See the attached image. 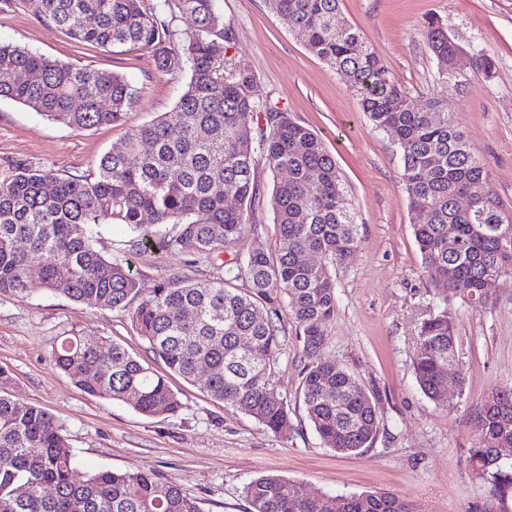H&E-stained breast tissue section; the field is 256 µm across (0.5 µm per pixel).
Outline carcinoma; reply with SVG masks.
Wrapping results in <instances>:
<instances>
[{"instance_id":"obj_1","label":"carcinoma","mask_w":512,"mask_h":512,"mask_svg":"<svg viewBox=\"0 0 512 512\" xmlns=\"http://www.w3.org/2000/svg\"><path fill=\"white\" fill-rule=\"evenodd\" d=\"M41 21L103 48L146 50L158 70L186 71L173 111L134 129L103 154L90 175L59 176L19 165L0 180V295L24 298L32 276L48 290L90 309L125 310L140 294L122 256L95 248L104 224H121L133 245L221 263L207 282L173 277L131 312L154 359L199 384L212 398L277 437L293 430L288 395L274 382L287 306L306 359L296 399L324 447L350 456L369 448L380 429L378 393L324 354L326 324L338 305L336 271L360 241L356 208L336 160L322 139L286 112L259 101L255 74L244 62L227 69L228 33L219 0H26ZM270 9L306 37L310 53L358 97L374 128L390 134L413 212L430 219L413 235L434 289L435 307L420 326L413 373L434 404L448 408L444 366L459 356L457 305H484L488 283L512 275V214L491 185L482 158L441 98L414 104L385 59L340 12V0H268ZM189 17L181 37L175 21ZM438 61V82L462 86L450 65L455 44L442 24L424 26ZM471 67L489 76L495 61L476 48ZM21 103L76 130L120 125L138 91L118 73L64 64L0 42V99ZM261 112L262 126L249 117ZM275 173L270 197L276 249L237 251L258 233L249 212L260 201L255 166ZM474 189L471 207L456 199ZM241 198L239 208L226 196ZM150 216L152 223L143 222ZM453 231H448V228ZM320 256L316 264L305 256ZM247 284L236 287V282ZM54 365L86 394L117 400L147 415H174L181 403L164 376L122 345L76 332L52 350ZM208 368L199 380L200 367ZM468 449L472 478L500 500L512 495V462L487 467L497 448H512V386L491 392L478 410ZM54 494H46L47 488ZM249 512H411L402 498L363 491L311 497L299 482L263 475L244 487ZM0 512H201L172 479L154 471L99 470L80 475L56 418L10 393H0Z\"/></svg>"}]
</instances>
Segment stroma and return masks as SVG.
I'll return each instance as SVG.
<instances>
[{
	"instance_id": "obj_1",
	"label": "stroma",
	"mask_w": 512,
	"mask_h": 512,
	"mask_svg": "<svg viewBox=\"0 0 512 512\" xmlns=\"http://www.w3.org/2000/svg\"><path fill=\"white\" fill-rule=\"evenodd\" d=\"M230 37L227 57L247 62L254 97L290 113L315 131L335 157L361 224L362 241L337 273L338 306L326 325L329 358L358 374L379 393L380 431L361 455L343 457L325 448L301 404L295 430L275 437L255 420L216 401L178 375L167 381L182 403L177 414L146 416L116 400L79 390L52 361V349L76 331L104 336L145 356L146 344L124 311L94 310L33 283L26 298L0 296V368L5 387L55 415L79 473L101 469L156 471L196 498L202 512H248L245 485L264 474L301 483L313 495L395 494L413 512H500L487 485L472 479L467 450L475 440L476 412L493 388L512 384V276L501 278L487 305L457 314L463 382L449 380L453 403L441 410L419 390L412 370L420 321L435 283L422 266L400 179L397 148L376 130L359 100L303 34L272 12L265 0H220ZM342 17L384 57L412 100L441 96L458 115L490 173L503 207L512 212V0H341ZM440 20L463 48L481 47L495 60L492 75L465 70V90L444 89L438 64L423 34L426 18ZM0 41L51 59L126 76L139 91L138 105L121 126L73 130L30 108L0 100V178L17 164L66 176L96 171L101 156L120 146L131 129L171 112L187 73H164L146 51L106 49L69 38L40 21L23 0L0 10ZM259 204L250 214L259 235L241 251L274 250L269 199L274 175L258 164ZM124 226H103L96 244L105 256L122 253L143 292L176 275L203 281L217 273L200 261L186 268L180 254L133 246ZM284 353L275 380L295 395L304 357L288 310L279 311Z\"/></svg>"
}]
</instances>
